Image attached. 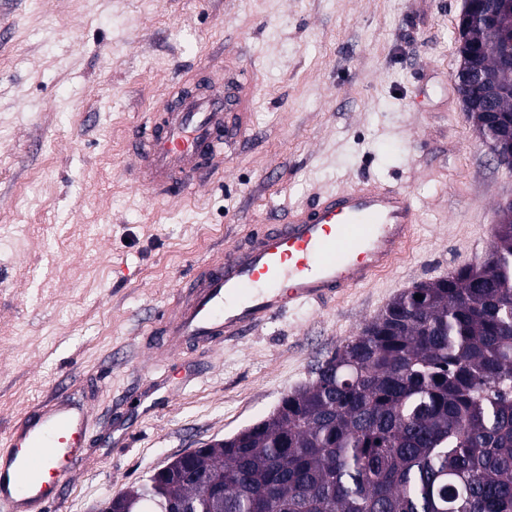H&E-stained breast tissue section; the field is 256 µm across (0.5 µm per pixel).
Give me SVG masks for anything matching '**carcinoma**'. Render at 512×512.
I'll use <instances>...</instances> for the list:
<instances>
[{
  "label": "carcinoma",
  "instance_id": "cac0c4a2",
  "mask_svg": "<svg viewBox=\"0 0 512 512\" xmlns=\"http://www.w3.org/2000/svg\"><path fill=\"white\" fill-rule=\"evenodd\" d=\"M460 25V69L512 83V6ZM497 163L512 168V130L457 87ZM486 261L405 290L338 346L314 377L221 448L190 460L224 477V498L169 477L118 502L155 512H512V203ZM421 295L422 300L415 299Z\"/></svg>",
  "mask_w": 512,
  "mask_h": 512
}]
</instances>
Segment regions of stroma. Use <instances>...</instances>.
<instances>
[{
    "mask_svg": "<svg viewBox=\"0 0 512 512\" xmlns=\"http://www.w3.org/2000/svg\"><path fill=\"white\" fill-rule=\"evenodd\" d=\"M464 0H0V439L68 388L85 462L47 512H99L178 454L263 419L397 295L483 262L512 169L455 90ZM241 69L249 136L223 182L153 203L134 128L192 69ZM408 187L424 215L371 284L151 363L195 265L318 191Z\"/></svg>",
    "mask_w": 512,
    "mask_h": 512,
    "instance_id": "obj_1",
    "label": "stroma"
}]
</instances>
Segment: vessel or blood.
<instances>
[{
    "mask_svg": "<svg viewBox=\"0 0 512 512\" xmlns=\"http://www.w3.org/2000/svg\"><path fill=\"white\" fill-rule=\"evenodd\" d=\"M250 100L236 69L190 77L133 133V191L162 200L223 180L224 145L248 129ZM406 188L364 181L289 209L284 223L253 230L222 257L202 262L176 312L161 318L155 360L185 345L216 347L288 309L321 304L389 271L421 220ZM89 410L70 396L44 401L0 443V512H42L59 500L79 461Z\"/></svg>",
    "mask_w": 512,
    "mask_h": 512,
    "instance_id": "vessel-or-blood-1",
    "label": "vessel or blood"
}]
</instances>
